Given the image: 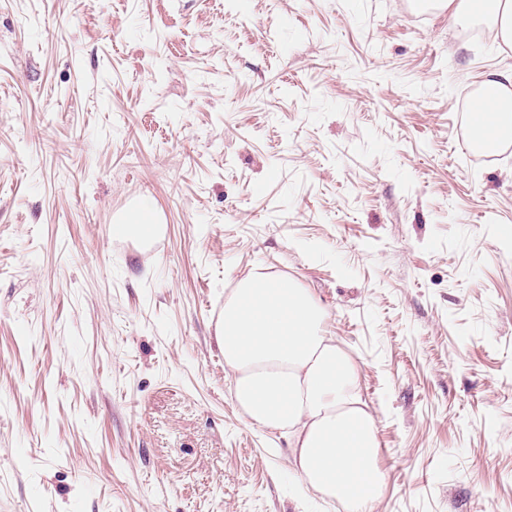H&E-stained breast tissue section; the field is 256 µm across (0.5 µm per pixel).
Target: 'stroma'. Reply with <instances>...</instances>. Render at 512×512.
I'll return each mask as SVG.
<instances>
[{"label":"stroma","mask_w":512,"mask_h":512,"mask_svg":"<svg viewBox=\"0 0 512 512\" xmlns=\"http://www.w3.org/2000/svg\"><path fill=\"white\" fill-rule=\"evenodd\" d=\"M507 69L411 0H0V512H338L233 397L257 267L355 364L374 512H512V147L462 150ZM152 206L149 202L143 201L140 206L130 211L120 224L112 225V233L119 236L133 237L140 232V224H156V219L151 214Z\"/></svg>","instance_id":"1"}]
</instances>
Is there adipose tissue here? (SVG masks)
Instances as JSON below:
<instances>
[{"label":"adipose tissue","instance_id":"1","mask_svg":"<svg viewBox=\"0 0 512 512\" xmlns=\"http://www.w3.org/2000/svg\"><path fill=\"white\" fill-rule=\"evenodd\" d=\"M488 97L501 104L497 121L512 128V70L487 75L472 101L475 122ZM326 320L308 289L257 268L230 289L215 334L238 406L250 424L287 437L301 485L342 512H373L386 480L375 420Z\"/></svg>","mask_w":512,"mask_h":512}]
</instances>
